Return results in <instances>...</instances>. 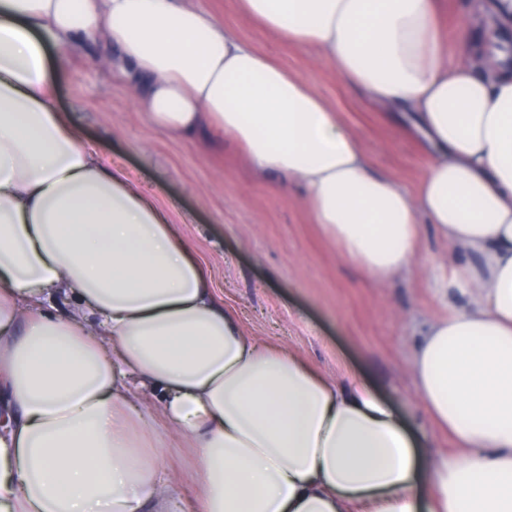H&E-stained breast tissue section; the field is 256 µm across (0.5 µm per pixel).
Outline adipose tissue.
<instances>
[{
  "label": "adipose tissue",
  "instance_id": "ef3b65f1",
  "mask_svg": "<svg viewBox=\"0 0 512 512\" xmlns=\"http://www.w3.org/2000/svg\"><path fill=\"white\" fill-rule=\"evenodd\" d=\"M440 2L240 0L411 114L430 147L412 191L193 0H0V512H512V48L443 35ZM102 34L150 124L233 140L365 274L410 273L427 225L468 256L433 266L435 298L465 302L425 322L411 362L452 452L423 453L369 389L248 336L160 209L82 143L48 54Z\"/></svg>",
  "mask_w": 512,
  "mask_h": 512
}]
</instances>
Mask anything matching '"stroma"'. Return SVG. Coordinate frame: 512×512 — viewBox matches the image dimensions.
Returning <instances> with one entry per match:
<instances>
[{"label":"stroma","instance_id":"1","mask_svg":"<svg viewBox=\"0 0 512 512\" xmlns=\"http://www.w3.org/2000/svg\"><path fill=\"white\" fill-rule=\"evenodd\" d=\"M200 2L319 93L359 137L375 170L407 188L418 185L429 154L407 114L370 102L316 50L257 27L238 0ZM108 51L106 41L90 42L58 63L55 105L86 146L161 207L243 330L330 379L365 384L434 451L451 450L417 395L410 365L421 326L445 312L429 288V263L447 260V244L424 230L427 260L411 274L383 282L365 276L315 224L300 192L256 176L232 140L181 138L151 126L132 87L113 76Z\"/></svg>","mask_w":512,"mask_h":512}]
</instances>
